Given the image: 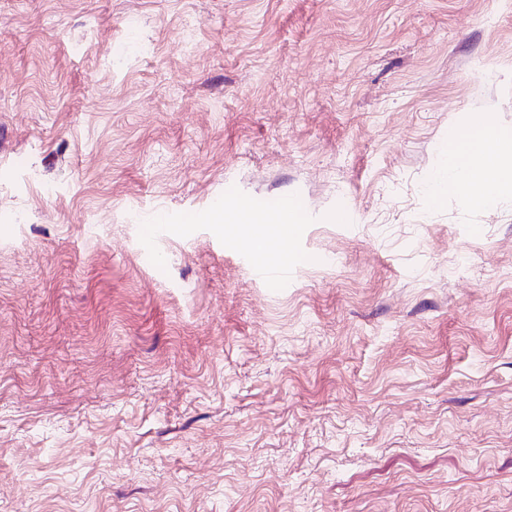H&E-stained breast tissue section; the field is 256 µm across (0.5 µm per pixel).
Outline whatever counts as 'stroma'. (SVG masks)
<instances>
[{
    "mask_svg": "<svg viewBox=\"0 0 512 512\" xmlns=\"http://www.w3.org/2000/svg\"><path fill=\"white\" fill-rule=\"evenodd\" d=\"M478 115L512 0H0V512H512ZM430 200L454 192L477 208H492L512 196V131L476 117L465 131L448 132V162L427 184ZM237 214L230 217L231 224H255L251 230L249 238L256 252L266 250L271 237L278 238L282 241L291 237L294 232L295 225L298 223L297 207H288L278 213L260 216L256 214L247 215ZM248 218H243L244 216ZM267 224H271L267 226Z\"/></svg>",
    "mask_w": 512,
    "mask_h": 512,
    "instance_id": "obj_1",
    "label": "stroma"
}]
</instances>
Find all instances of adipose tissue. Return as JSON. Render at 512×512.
<instances>
[{
    "label": "adipose tissue",
    "instance_id": "ef3b65f1",
    "mask_svg": "<svg viewBox=\"0 0 512 512\" xmlns=\"http://www.w3.org/2000/svg\"><path fill=\"white\" fill-rule=\"evenodd\" d=\"M429 198L439 202L448 193H456L477 208L494 207L502 198L512 196V131L476 117L467 130L448 132V162L434 171L427 184ZM210 220L220 224L251 223L249 238L255 251H265L271 238L287 240L298 222L296 208L260 216H225L223 207H215Z\"/></svg>",
    "mask_w": 512,
    "mask_h": 512
}]
</instances>
